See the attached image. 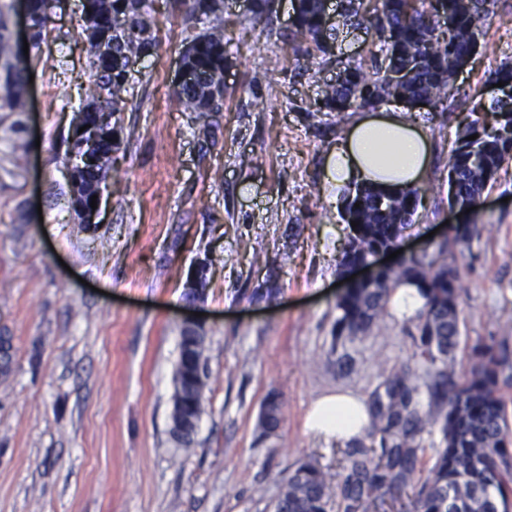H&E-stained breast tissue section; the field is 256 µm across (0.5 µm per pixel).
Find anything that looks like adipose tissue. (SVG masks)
<instances>
[{
  "mask_svg": "<svg viewBox=\"0 0 512 512\" xmlns=\"http://www.w3.org/2000/svg\"><path fill=\"white\" fill-rule=\"evenodd\" d=\"M429 157V130L409 109L358 115L328 155L326 180L340 191L356 185L411 188L423 180ZM369 424L363 404L344 393L322 396L307 417L309 429L327 438L348 439Z\"/></svg>",
  "mask_w": 512,
  "mask_h": 512,
  "instance_id": "1",
  "label": "adipose tissue"
}]
</instances>
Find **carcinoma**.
Wrapping results in <instances>:
<instances>
[{
	"mask_svg": "<svg viewBox=\"0 0 512 512\" xmlns=\"http://www.w3.org/2000/svg\"><path fill=\"white\" fill-rule=\"evenodd\" d=\"M48 0H27L35 26L31 53L41 56L48 39ZM374 16L385 60L400 74L389 81L380 72L369 76L360 65L344 68L341 83H327L323 108L343 118L360 104L397 98L426 100L437 105L448 98V85L478 49L481 20L472 0H435L434 10L453 20L448 32L436 25L425 0H377ZM154 0H91L85 15L90 31L89 63L94 80L83 107L93 124L99 113L124 109L130 82L124 69L130 56H149L155 40L146 17ZM185 37L183 62L197 75L173 93L195 112H211L212 87L224 81L226 37L224 0H182ZM328 0H296L293 27L313 49L328 51L325 31ZM0 15V69L4 96L0 109H14L25 87V67ZM112 35V54L100 55L94 39ZM491 122H469L456 136L448 160V202L462 209L477 205L501 166L512 159V93L489 107ZM477 135L472 140L470 136ZM104 165L79 171L78 191L92 201L108 179ZM420 189L385 190L357 186L348 193L346 224L357 222L341 264L364 262L377 248L396 250L412 224ZM360 207H355V204ZM476 224L448 231L433 252L402 257L367 284H356L336 302L335 334L353 340L365 336L387 315L391 295L415 282L424 298L410 328L412 360L391 369L368 403L371 444L353 440L344 450L343 473L331 487L329 473L314 463L301 464L281 486L274 512H368L376 502L392 500L410 490L415 512H512V423L501 393L511 376L512 353L506 343L472 348L470 368L457 376L456 352L461 345L459 273L448 264L451 245H469L479 238ZM203 331L184 326L180 332L177 397L183 411L197 419L202 409L206 364ZM12 337L0 334V377L11 374ZM281 422V404L270 396L263 405L260 428L274 434Z\"/></svg>",
	"mask_w": 512,
	"mask_h": 512,
	"instance_id": "obj_1",
	"label": "carcinoma"
}]
</instances>
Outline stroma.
Listing matches in <instances>:
<instances>
[{
    "mask_svg": "<svg viewBox=\"0 0 512 512\" xmlns=\"http://www.w3.org/2000/svg\"><path fill=\"white\" fill-rule=\"evenodd\" d=\"M294 0L253 22L248 0H224L229 39L221 111L173 94L184 46L176 0H155L153 56L131 72L134 97L108 162L96 230H84L65 174L69 123L92 73L81 0H53L40 58L15 110H0V330L14 369L0 379V512H273L299 465L336 473L347 443L305 427L316 399L368 400L413 353L407 319L334 340L348 228L323 181L346 125L318 110L324 83L349 64L371 70L373 29L332 39L330 55L284 53ZM477 52L443 108L416 107L431 161L403 252L422 251L445 222L479 224L454 248L462 343L512 337V160L476 209L448 202V157L474 106L489 107L494 73L512 65V0H497ZM210 125L209 139L199 138ZM207 264L201 299L187 282ZM201 313L207 379L191 447L169 436L179 336ZM281 424L261 437L265 399Z\"/></svg>",
    "mask_w": 512,
    "mask_h": 512,
    "instance_id": "obj_1",
    "label": "stroma"
}]
</instances>
